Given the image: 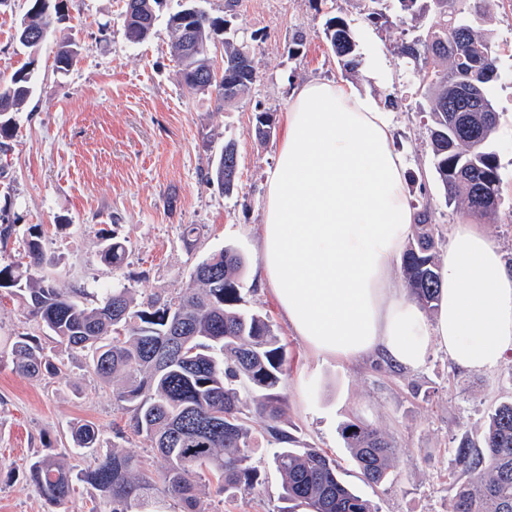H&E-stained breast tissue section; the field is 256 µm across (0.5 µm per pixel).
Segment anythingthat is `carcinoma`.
Listing matches in <instances>:
<instances>
[{"label": "carcinoma", "instance_id": "cac0c4a2", "mask_svg": "<svg viewBox=\"0 0 512 512\" xmlns=\"http://www.w3.org/2000/svg\"><path fill=\"white\" fill-rule=\"evenodd\" d=\"M30 8L17 29L19 42L34 47L26 33L46 37L54 20L62 17L63 0H29ZM137 20L125 27L136 42L142 29L154 25L165 0H136ZM400 13L412 17L432 13L425 38L397 46L401 57L422 72L420 90L428 99L433 170L447 203H457L474 216L493 219L499 204L501 176L498 157L489 149L499 114L489 96L498 66L490 37L479 28L487 16V0H394ZM174 34L171 54L177 60L182 85L196 94L217 90L216 98L231 102L257 77L254 60L230 39H224V70L232 72L233 88L224 90L211 67L209 52L224 34V18L187 6L169 16ZM324 37L341 70L357 72L359 59L349 24L334 16ZM81 49L68 39L58 43L56 70L66 73ZM34 71L17 70L0 84V148L12 138L11 113L33 92ZM272 112L254 114L256 139L270 137ZM238 153L224 143L207 180L228 194L234 190ZM28 261L0 265V289H8L39 319L51 336L66 348L82 353L91 371L112 389L120 410L130 413V425L146 434L166 461L153 475L138 456L115 446L101 455L89 471H75L50 454L29 464L28 476L48 500L60 504L77 482L93 485L100 495L99 512H196L202 479L216 481L217 492L229 499L250 492L258 484L253 461L258 444L254 423L280 444L274 463L283 478V499L310 512H377L370 501L340 479L334 460L318 448H299L282 427L284 399L279 392L286 375V351L269 321L238 308L237 280L242 257L226 248L199 262L193 283L163 302L137 305L130 289L107 290L100 303L87 307L85 290H62L54 280L36 279L31 269L52 264L33 230L25 242ZM126 245L112 237L101 259L117 269L126 259ZM440 260L435 225L427 207L418 210L412 241L401 258L409 295L422 310L435 312L440 302ZM13 367L32 378L58 377L63 363L45 352L33 336L11 343ZM250 391L243 395L239 385ZM341 436L363 479L380 487L387 483L396 449L385 433L361 421L341 427ZM72 441L80 452H95L100 434L96 426L74 427ZM450 452L456 468L468 476L456 491L449 512H512V396L488 414L478 437L465 432Z\"/></svg>", "mask_w": 512, "mask_h": 512}]
</instances>
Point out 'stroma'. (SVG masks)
<instances>
[{
  "mask_svg": "<svg viewBox=\"0 0 512 512\" xmlns=\"http://www.w3.org/2000/svg\"><path fill=\"white\" fill-rule=\"evenodd\" d=\"M187 0H166L150 36L129 42L124 0H67L65 19L34 50L21 46L16 30L27 0L0 8V80L33 63V93L13 113V137L0 152V223L11 225L0 245V265L20 260L31 226L42 232L55 267L35 269L57 287L82 288L84 303H99L104 289L130 288L136 302L168 299L192 283L204 257L230 247L244 259L240 307L266 314L286 346L290 368L281 393L285 427L299 447L323 450L341 479L378 512H448L463 474L448 451L462 432L479 435L490 407L512 395V352L487 372H461L445 352L432 351L415 370L378 359L348 363L324 358L293 335L269 289L258 282L259 243L266 203L265 182L285 133L292 90L310 81L349 78L379 100L396 95L399 149L410 162L408 191L425 200L446 250L454 224L466 214L448 205L433 174L428 103L417 91L418 75L397 52L401 38L425 34L429 21L380 26L366 20L359 0H195L225 19V31L246 46L257 78L231 103L210 93L188 94L170 53V13ZM333 16L345 18L358 54L374 49L388 64V78L369 77L367 66L345 76L325 41ZM499 53L498 79L490 95L500 115L489 143L501 174V204L484 222L489 238L512 263V0H495L485 25ZM82 46L68 74L55 71L58 37ZM275 113L267 141L252 132L253 114ZM237 147V187L224 194L209 183L225 142ZM197 228L184 238V225ZM124 240L121 268L100 259L104 238ZM34 336L67 366L65 377L33 379L17 373L9 342ZM359 420L384 431L396 447L387 483L364 482L341 437V426ZM90 423L103 449L146 457L151 471L165 462L129 414L117 410L112 389L100 383L83 355L46 338L24 304L0 289V512H90L97 491L80 483L64 504L46 499L27 478L29 462L53 453L78 470L94 468V455L72 452L71 429ZM277 444L260 439L254 453L257 487L223 500L214 487L199 495L201 512H280L283 478L273 463Z\"/></svg>",
  "mask_w": 512,
  "mask_h": 512,
  "instance_id": "stroma-1",
  "label": "stroma"
}]
</instances>
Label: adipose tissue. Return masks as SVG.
<instances>
[{"mask_svg": "<svg viewBox=\"0 0 512 512\" xmlns=\"http://www.w3.org/2000/svg\"><path fill=\"white\" fill-rule=\"evenodd\" d=\"M393 114L348 82L293 89L266 183L262 286L313 353L416 369L435 349L467 372L512 351V265L483 228L456 224L434 320L392 277L416 222Z\"/></svg>", "mask_w": 512, "mask_h": 512, "instance_id": "obj_1", "label": "adipose tissue"}]
</instances>
